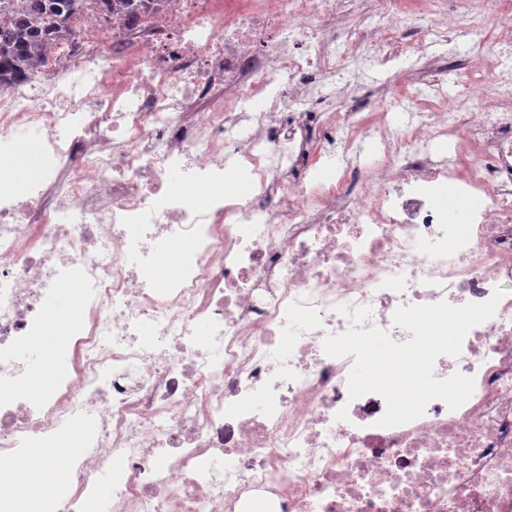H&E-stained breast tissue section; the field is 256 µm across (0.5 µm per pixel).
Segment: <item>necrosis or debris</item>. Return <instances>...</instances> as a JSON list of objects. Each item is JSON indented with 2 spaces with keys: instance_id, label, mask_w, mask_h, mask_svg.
<instances>
[{
  "instance_id": "1",
  "label": "necrosis or debris",
  "mask_w": 512,
  "mask_h": 512,
  "mask_svg": "<svg viewBox=\"0 0 512 512\" xmlns=\"http://www.w3.org/2000/svg\"><path fill=\"white\" fill-rule=\"evenodd\" d=\"M340 2L165 0L107 28L88 8L27 76L0 78V492L12 461L78 426L58 512L104 484L105 512H512V31L491 0H374L339 42L316 22L340 23ZM437 43L470 45L490 84L452 98L402 67L438 68ZM371 66L429 109L367 86ZM329 84L346 111H317ZM23 142L42 164L22 188ZM229 169L252 198L225 189ZM447 186L490 204L455 223L432 196ZM498 286L495 315L434 363L473 377L461 407L383 427L381 395L350 399L353 357L324 351L348 326L338 306L401 343L399 307ZM69 291L62 365L33 339Z\"/></svg>"
}]
</instances>
